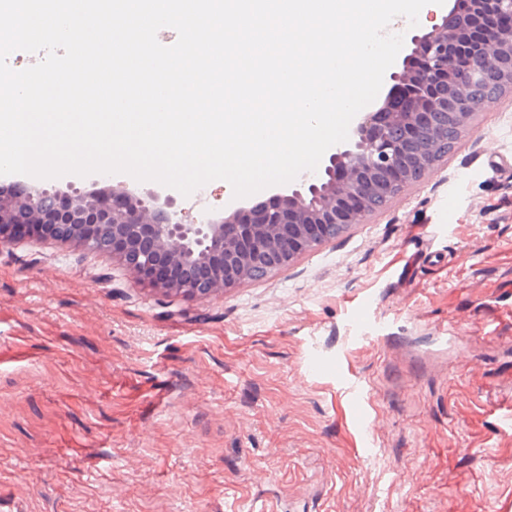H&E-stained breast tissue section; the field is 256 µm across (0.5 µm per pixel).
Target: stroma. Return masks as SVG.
<instances>
[{"label":"stroma","mask_w":512,"mask_h":512,"mask_svg":"<svg viewBox=\"0 0 512 512\" xmlns=\"http://www.w3.org/2000/svg\"><path fill=\"white\" fill-rule=\"evenodd\" d=\"M138 191L185 224L233 201ZM510 408V92L365 223L206 302L77 245L0 252V512H512Z\"/></svg>","instance_id":"stroma-1"}]
</instances>
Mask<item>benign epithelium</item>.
<instances>
[{"label":"benign epithelium","mask_w":512,"mask_h":512,"mask_svg":"<svg viewBox=\"0 0 512 512\" xmlns=\"http://www.w3.org/2000/svg\"><path fill=\"white\" fill-rule=\"evenodd\" d=\"M479 4L453 6L413 36L389 76L404 107L385 96L323 168L301 173L271 200L184 224L123 185L57 192L47 207L42 190L17 183L0 190V251L22 240L4 227L21 224L29 242H77L119 260L155 290L200 302L288 269L423 181L446 154L448 136L461 135L484 103L512 92V0H496L485 18Z\"/></svg>","instance_id":"7a95c632"}]
</instances>
